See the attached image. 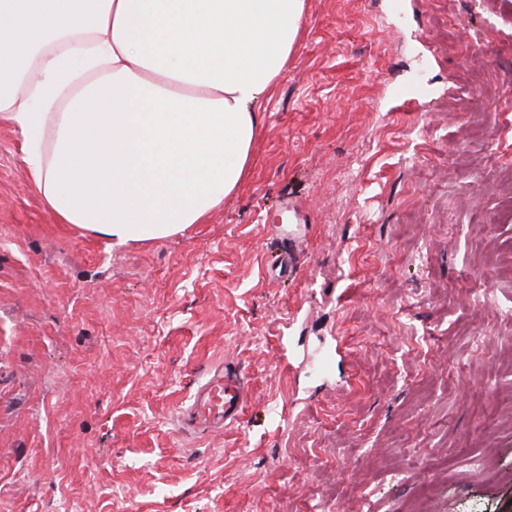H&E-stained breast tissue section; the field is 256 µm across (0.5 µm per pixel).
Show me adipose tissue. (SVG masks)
Returning <instances> with one entry per match:
<instances>
[{
  "mask_svg": "<svg viewBox=\"0 0 512 512\" xmlns=\"http://www.w3.org/2000/svg\"><path fill=\"white\" fill-rule=\"evenodd\" d=\"M305 0H0V125L59 223L122 245L244 180Z\"/></svg>",
  "mask_w": 512,
  "mask_h": 512,
  "instance_id": "adipose-tissue-1",
  "label": "adipose tissue"
}]
</instances>
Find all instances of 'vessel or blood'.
I'll return each mask as SVG.
<instances>
[{
	"instance_id": "1",
	"label": "vessel or blood",
	"mask_w": 512,
	"mask_h": 512,
	"mask_svg": "<svg viewBox=\"0 0 512 512\" xmlns=\"http://www.w3.org/2000/svg\"><path fill=\"white\" fill-rule=\"evenodd\" d=\"M247 399V387L237 374L216 373L201 385L183 415L197 428L213 429L238 419Z\"/></svg>"
}]
</instances>
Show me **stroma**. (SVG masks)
I'll return each instance as SVG.
<instances>
[{
  "mask_svg": "<svg viewBox=\"0 0 512 512\" xmlns=\"http://www.w3.org/2000/svg\"><path fill=\"white\" fill-rule=\"evenodd\" d=\"M512 0H306L205 223H58L0 126V512H512ZM248 398L178 413L215 366ZM247 399V387L237 374L227 368L218 371L201 385L183 417L197 428L223 427L228 421L237 420Z\"/></svg>",
  "mask_w": 512,
  "mask_h": 512,
  "instance_id": "35a3bbf8",
  "label": "stroma"
}]
</instances>
